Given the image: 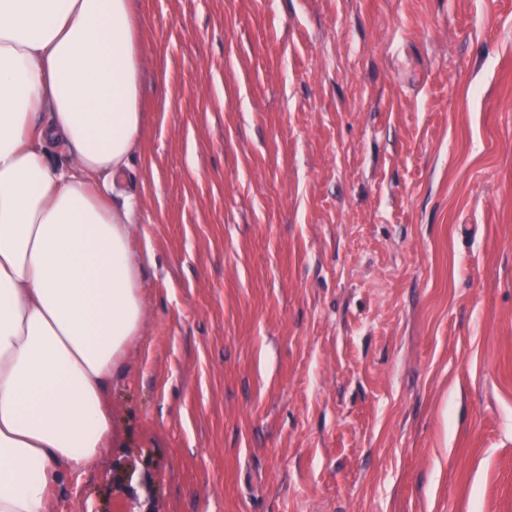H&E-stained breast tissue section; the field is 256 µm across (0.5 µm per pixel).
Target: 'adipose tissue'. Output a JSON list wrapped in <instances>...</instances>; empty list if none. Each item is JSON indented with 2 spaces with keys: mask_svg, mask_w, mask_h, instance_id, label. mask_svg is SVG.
I'll return each instance as SVG.
<instances>
[{
  "mask_svg": "<svg viewBox=\"0 0 512 512\" xmlns=\"http://www.w3.org/2000/svg\"><path fill=\"white\" fill-rule=\"evenodd\" d=\"M143 55L134 0H0V512H46L112 436L155 261L110 198L146 149Z\"/></svg>",
  "mask_w": 512,
  "mask_h": 512,
  "instance_id": "adipose-tissue-1",
  "label": "adipose tissue"
}]
</instances>
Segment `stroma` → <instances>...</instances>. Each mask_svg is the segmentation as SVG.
Masks as SVG:
<instances>
[{"label":"stroma","mask_w":512,"mask_h":512,"mask_svg":"<svg viewBox=\"0 0 512 512\" xmlns=\"http://www.w3.org/2000/svg\"><path fill=\"white\" fill-rule=\"evenodd\" d=\"M146 319L48 512H512V0H135Z\"/></svg>","instance_id":"35a3bbf8"}]
</instances>
